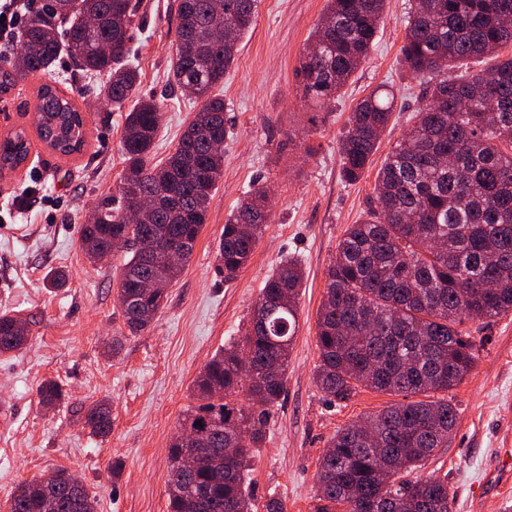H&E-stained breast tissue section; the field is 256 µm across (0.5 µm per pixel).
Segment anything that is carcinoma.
<instances>
[{
  "mask_svg": "<svg viewBox=\"0 0 512 512\" xmlns=\"http://www.w3.org/2000/svg\"><path fill=\"white\" fill-rule=\"evenodd\" d=\"M386 0H327L308 39L296 77L303 98L327 109L365 61L383 21ZM257 0H179L171 59L172 85L194 89L201 101L172 153L154 160L159 104L139 96V75L126 65L136 31L132 0H50L18 34L19 49L0 67V93L29 75L50 73L58 55L75 70L106 79L104 99L130 105L122 149L125 172L119 198L99 203L97 222L81 230L89 260L109 248L129 254L117 299L128 331L148 329L165 296L145 293L141 279L176 282L192 256L223 168L210 140L225 137L224 83L241 40L252 28ZM403 68L424 81L416 121L381 165L375 206L345 230L326 271L318 310L319 363L313 379L340 405L361 388L401 395L366 418L336 431L321 457L315 512H451L448 483L416 471L445 447L457 411L445 398L472 371L475 343L462 325L512 313V0H417L404 20ZM490 61L476 73L452 75L457 64ZM394 93L375 89L355 106L339 140L342 176L358 181L394 110ZM38 137L62 155L81 151L84 120L56 87L38 89ZM25 136L0 140V163L25 160ZM166 192L177 212L155 213L132 224L137 199ZM268 191L252 186L224 224L217 271L228 282L250 262L268 223ZM146 234L174 239L177 266L162 257L142 262L129 242ZM304 272L282 261L253 304L244 336L218 350L196 377L198 405L184 414L171 444L169 512H256L247 478L254 449L264 439L270 409L279 401L298 330ZM19 318L0 314V355L21 349L28 336ZM248 404H239V398ZM40 403L56 407L65 394L43 382ZM201 425H196V422ZM84 425L96 436L112 429L104 400L91 404ZM209 448H232L216 459ZM194 453L198 466L180 468ZM45 499L57 512H81L77 496L54 475L23 481L9 512H41Z\"/></svg>",
  "mask_w": 512,
  "mask_h": 512,
  "instance_id": "1",
  "label": "carcinoma"
}]
</instances>
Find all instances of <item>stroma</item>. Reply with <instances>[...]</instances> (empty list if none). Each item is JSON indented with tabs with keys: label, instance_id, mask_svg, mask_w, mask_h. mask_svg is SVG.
<instances>
[{
	"label": "stroma",
	"instance_id": "stroma-1",
	"mask_svg": "<svg viewBox=\"0 0 512 512\" xmlns=\"http://www.w3.org/2000/svg\"><path fill=\"white\" fill-rule=\"evenodd\" d=\"M139 2L132 48L140 94L162 104L154 148L159 160L200 104L167 85L178 0ZM412 3L387 0L366 61L335 109L324 112L304 100L295 70L325 0H259L253 29L217 90L230 130L206 223L163 309L135 336L117 300L125 252L91 262L80 247L93 208L121 184L124 111L89 92V76L60 59L53 77L85 119L82 150L64 156L36 134L42 76L0 93V138L24 132L29 148L25 163L0 174V312L30 327L22 350L0 355V512L20 481L57 468L82 481L95 512H168L170 446L195 404L192 384L215 352L244 330L261 288L285 258L305 273L299 329L285 391L256 450L251 490L256 505L274 495L285 512H314L316 472L329 439L398 401L363 388L348 403L331 404L313 372L325 271L347 226L366 217L378 170L422 102L420 79L400 62L402 20ZM378 87L393 88L395 109L372 164L349 183L340 173L338 142L356 102ZM257 182L271 190V220L248 265L227 282L215 270L224 222ZM59 267L68 272L66 286L48 287V272ZM464 327L478 343V361L448 391L457 423L422 472L447 481L451 512H512V313ZM115 336L123 344L114 356L107 344ZM46 379L69 395L52 411L39 402ZM103 398L112 404V431L104 438L84 425L85 409Z\"/></svg>",
	"mask_w": 512,
	"mask_h": 512
}]
</instances>
